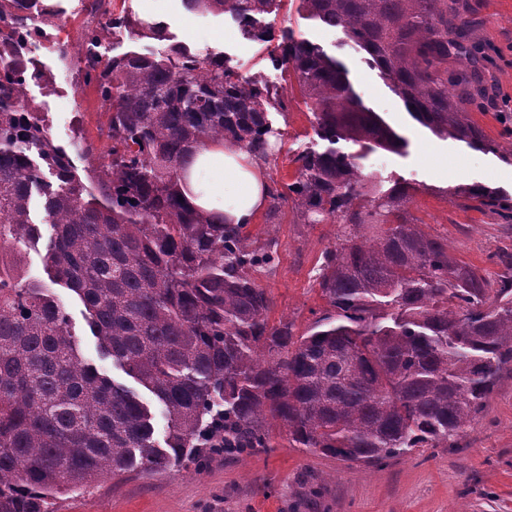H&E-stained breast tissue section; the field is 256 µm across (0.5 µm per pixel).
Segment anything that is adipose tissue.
I'll return each instance as SVG.
<instances>
[{
  "instance_id": "adipose-tissue-1",
  "label": "adipose tissue",
  "mask_w": 512,
  "mask_h": 512,
  "mask_svg": "<svg viewBox=\"0 0 512 512\" xmlns=\"http://www.w3.org/2000/svg\"><path fill=\"white\" fill-rule=\"evenodd\" d=\"M181 190L192 208L223 213L225 223L235 225L252 223L269 197L262 165L227 144L199 150L183 174Z\"/></svg>"
}]
</instances>
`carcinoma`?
Instances as JSON below:
<instances>
[{
  "mask_svg": "<svg viewBox=\"0 0 512 512\" xmlns=\"http://www.w3.org/2000/svg\"><path fill=\"white\" fill-rule=\"evenodd\" d=\"M279 2L183 0L261 41L271 31L257 17ZM106 3L92 0L112 27L162 34ZM302 4L367 52L421 125L498 152L468 110L483 108L489 59L460 0ZM39 17L54 18L43 0H0V512H54L57 495L107 475H159L215 453L275 448L273 421L293 448L366 466L453 447L512 365V279L491 287L449 254L448 240L407 223L406 186H365L360 160L405 141L363 107L342 66L282 33L274 62L291 67L313 100L326 146L299 154L294 181L269 195L291 202L303 224L342 225L318 268L324 306L298 335L270 319L258 278L276 266V244L188 207L180 187L189 158L212 143L268 162L279 93L222 54L184 46L167 59L104 63L96 48L106 24L88 28L84 78L112 107L110 158L88 185L23 101L35 75L24 44ZM35 193L54 230L50 282L79 297L102 354L162 407L165 447L148 405L82 360L66 308L24 278L20 246L39 238ZM452 194L512 213L511 197L483 186Z\"/></svg>",
  "mask_w": 512,
  "mask_h": 512,
  "instance_id": "cac0c4a2",
  "label": "carcinoma"
}]
</instances>
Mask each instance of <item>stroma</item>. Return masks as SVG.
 Listing matches in <instances>:
<instances>
[{
  "mask_svg": "<svg viewBox=\"0 0 512 512\" xmlns=\"http://www.w3.org/2000/svg\"><path fill=\"white\" fill-rule=\"evenodd\" d=\"M59 18L38 27L26 43L27 57L39 72L28 80L24 99L41 113L55 144L70 152L82 178L91 179L110 142V110L94 85L84 80L80 35L100 25L88 0H49ZM467 15L492 59L486 71L490 93L512 97V0H469ZM115 12L160 23L165 35L139 38L123 28L105 29L97 52L103 59L141 53L158 59L182 45L197 53H218L244 76L265 82L283 95L286 115H273L279 136L276 159L266 167L269 181L292 182L294 159L325 144L312 126L313 102L305 97L292 71L273 65V45L244 38L229 17L219 12H191L182 0H112ZM274 32L290 30L295 39L317 45L340 62L362 104L375 112L405 145L401 151L378 149L364 161L368 182L411 185L405 217L429 234L447 239L458 260L488 274L492 283L512 278V219L480 212L451 196L449 187L483 185L512 195V123L497 116L496 104L473 112L487 139L499 146L491 153L466 143L435 136L407 111L388 80L342 29L310 17L300 0H282L276 13L260 17ZM93 148L82 156L78 142ZM31 215L41 231L37 243L23 249L28 278L45 279L44 255L53 234L40 197ZM260 239L278 243L279 262L261 284L273 299L271 319L288 318L304 331L312 313L324 305L316 282L325 247L337 232L333 224H301L291 204L263 210L248 226ZM53 293L64 303L81 358L99 373L135 388V381L102 357L91 335L85 308L70 290ZM278 448L249 455H212L202 467L146 477L130 473L106 476L87 489L59 495L55 512H512V366L504 369L483 412L454 448H419L378 466H360L288 445L277 431Z\"/></svg>",
  "mask_w": 512,
  "mask_h": 512,
  "instance_id": "stroma-1",
  "label": "stroma"
}]
</instances>
